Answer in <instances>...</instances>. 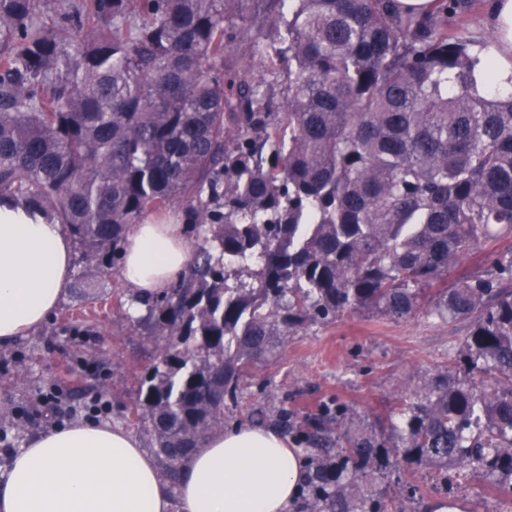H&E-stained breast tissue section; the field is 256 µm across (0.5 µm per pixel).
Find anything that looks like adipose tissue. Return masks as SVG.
Listing matches in <instances>:
<instances>
[{
	"mask_svg": "<svg viewBox=\"0 0 512 512\" xmlns=\"http://www.w3.org/2000/svg\"><path fill=\"white\" fill-rule=\"evenodd\" d=\"M497 43L483 58L512 80V0H494ZM192 251L180 214L146 217L127 236L121 275L138 293L169 287ZM73 244L58 222L0 202V344L45 324L71 282ZM299 449L272 429L237 425L210 435L180 465L177 485L125 429L81 421L45 431L0 476V512H288L301 484Z\"/></svg>",
	"mask_w": 512,
	"mask_h": 512,
	"instance_id": "adipose-tissue-1",
	"label": "adipose tissue"
}]
</instances>
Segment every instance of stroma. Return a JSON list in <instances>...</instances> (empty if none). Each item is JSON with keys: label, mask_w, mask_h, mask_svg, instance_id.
<instances>
[{"label": "stroma", "mask_w": 512, "mask_h": 512, "mask_svg": "<svg viewBox=\"0 0 512 512\" xmlns=\"http://www.w3.org/2000/svg\"><path fill=\"white\" fill-rule=\"evenodd\" d=\"M487 0H471L465 14L449 16L448 30L486 48L495 41ZM92 289H68L55 316L18 341L0 346V468L24 441L57 424L96 419L128 427L126 408L136 377L157 353L152 338L113 298L132 294L121 276L95 278ZM467 324L415 313L391 319L348 312L329 323L294 331L276 358L248 378L237 405L224 409L225 426L277 428L281 410L294 421L286 436L310 455L297 431L322 405L347 407L348 427L374 423L398 399L412 397L437 372L447 370ZM130 427V426H129ZM373 495L399 512H427L437 500L457 501L462 512H495L489 484L472 476L447 485L427 471L389 468L368 484Z\"/></svg>", "instance_id": "35a3bbf8"}]
</instances>
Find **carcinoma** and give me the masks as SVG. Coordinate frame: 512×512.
Returning <instances> with one entry per match:
<instances>
[{"label": "carcinoma", "mask_w": 512, "mask_h": 512, "mask_svg": "<svg viewBox=\"0 0 512 512\" xmlns=\"http://www.w3.org/2000/svg\"><path fill=\"white\" fill-rule=\"evenodd\" d=\"M0 0V198L44 211L90 262L121 266L144 215L183 205L187 272L138 294L163 342L128 418L170 476L224 427L242 382L286 336L348 310L468 321L448 371L378 417L307 419V512H388L367 477L402 462L437 482L481 474L512 494V89L448 33L464 0ZM265 77L240 66L242 55ZM288 66V95L269 93ZM511 245L510 238H503L486 243L480 252L470 261L456 267L448 275V287L457 279L469 276L477 269H485L492 264L499 251L507 249Z\"/></svg>", "instance_id": "obj_1"}]
</instances>
